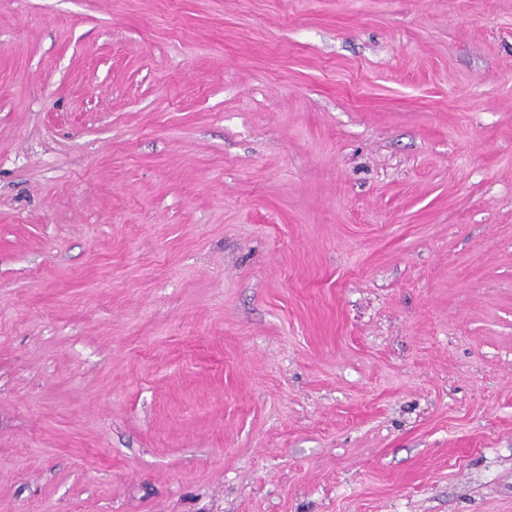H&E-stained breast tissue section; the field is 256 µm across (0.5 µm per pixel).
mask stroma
Here are the masks:
<instances>
[{
  "label": "stroma",
  "instance_id": "stroma-1",
  "mask_svg": "<svg viewBox=\"0 0 512 512\" xmlns=\"http://www.w3.org/2000/svg\"><path fill=\"white\" fill-rule=\"evenodd\" d=\"M0 512H512V0H0Z\"/></svg>",
  "mask_w": 512,
  "mask_h": 512
}]
</instances>
